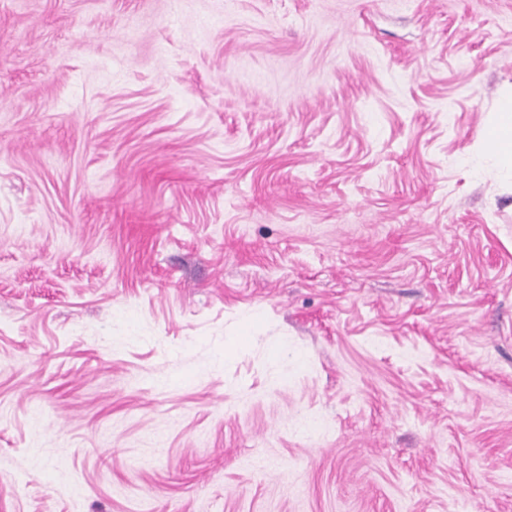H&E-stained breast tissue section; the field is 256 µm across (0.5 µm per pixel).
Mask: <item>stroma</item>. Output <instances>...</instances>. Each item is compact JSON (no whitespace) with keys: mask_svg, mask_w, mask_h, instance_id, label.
Listing matches in <instances>:
<instances>
[{"mask_svg":"<svg viewBox=\"0 0 512 512\" xmlns=\"http://www.w3.org/2000/svg\"><path fill=\"white\" fill-rule=\"evenodd\" d=\"M512 0H0V512H512ZM493 125L497 135L491 138L488 146L491 151L512 163V96L505 98L496 113Z\"/></svg>","mask_w":512,"mask_h":512,"instance_id":"1","label":"stroma"}]
</instances>
